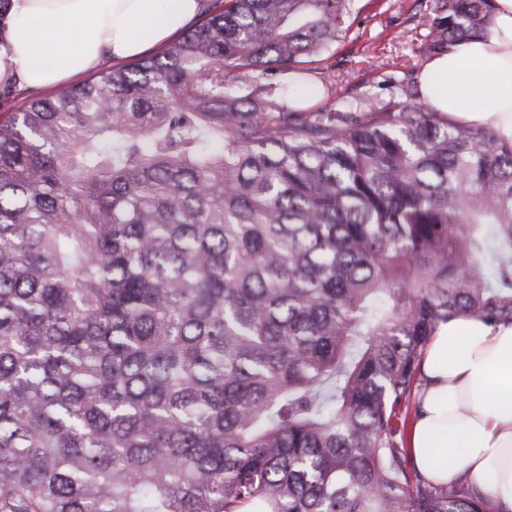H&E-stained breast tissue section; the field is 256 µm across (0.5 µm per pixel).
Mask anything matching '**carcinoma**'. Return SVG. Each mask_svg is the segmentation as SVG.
<instances>
[{
	"label": "carcinoma",
	"mask_w": 512,
	"mask_h": 512,
	"mask_svg": "<svg viewBox=\"0 0 512 512\" xmlns=\"http://www.w3.org/2000/svg\"><path fill=\"white\" fill-rule=\"evenodd\" d=\"M353 2L224 0L0 113V512H504L408 443L438 325L512 323V146L412 79L300 106Z\"/></svg>",
	"instance_id": "carcinoma-1"
}]
</instances>
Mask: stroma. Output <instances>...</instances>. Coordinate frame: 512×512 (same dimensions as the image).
Segmentation results:
<instances>
[{"label": "stroma", "instance_id": "stroma-1", "mask_svg": "<svg viewBox=\"0 0 512 512\" xmlns=\"http://www.w3.org/2000/svg\"><path fill=\"white\" fill-rule=\"evenodd\" d=\"M427 4L428 0H356L346 41L307 64L302 74L284 75V82L335 80L338 92L318 101L319 112L341 109L356 97L387 98L386 79L415 77L425 64L417 48L427 29L415 18L427 13Z\"/></svg>", "mask_w": 512, "mask_h": 512}]
</instances>
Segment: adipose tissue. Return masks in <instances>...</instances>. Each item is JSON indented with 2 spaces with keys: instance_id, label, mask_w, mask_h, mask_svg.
<instances>
[{
  "instance_id": "ef3b65f1",
  "label": "adipose tissue",
  "mask_w": 512,
  "mask_h": 512,
  "mask_svg": "<svg viewBox=\"0 0 512 512\" xmlns=\"http://www.w3.org/2000/svg\"><path fill=\"white\" fill-rule=\"evenodd\" d=\"M208 0H0V84L64 86L141 56L194 23ZM449 119L512 143V0H496L485 38L431 59L417 77ZM410 448L440 485L466 478L512 512V324L460 315L440 324L422 359Z\"/></svg>"
}]
</instances>
